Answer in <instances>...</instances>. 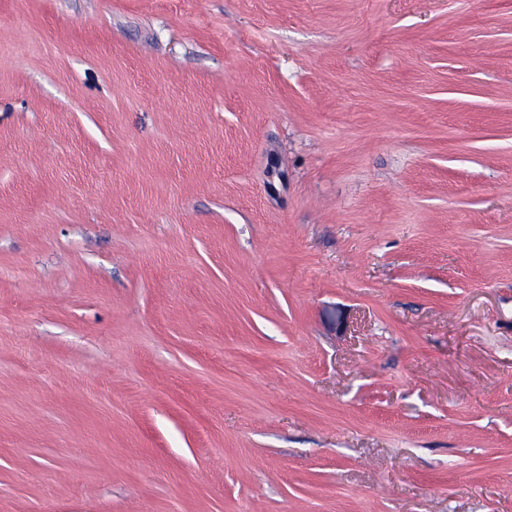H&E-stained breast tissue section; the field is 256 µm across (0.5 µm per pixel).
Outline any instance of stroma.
Masks as SVG:
<instances>
[{"mask_svg":"<svg viewBox=\"0 0 512 512\" xmlns=\"http://www.w3.org/2000/svg\"><path fill=\"white\" fill-rule=\"evenodd\" d=\"M0 512H512V0H0Z\"/></svg>","mask_w":512,"mask_h":512,"instance_id":"stroma-1","label":"stroma"}]
</instances>
